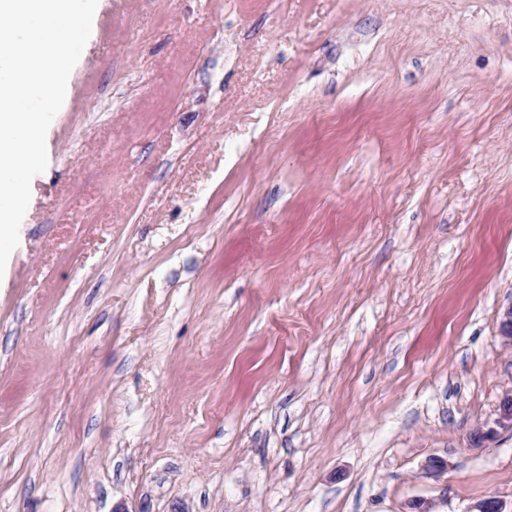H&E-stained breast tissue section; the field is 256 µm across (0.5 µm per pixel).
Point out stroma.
I'll return each instance as SVG.
<instances>
[{"label":"stroma","mask_w":512,"mask_h":512,"mask_svg":"<svg viewBox=\"0 0 512 512\" xmlns=\"http://www.w3.org/2000/svg\"><path fill=\"white\" fill-rule=\"evenodd\" d=\"M70 77L0 512H512V0H98Z\"/></svg>","instance_id":"35a3bbf8"}]
</instances>
